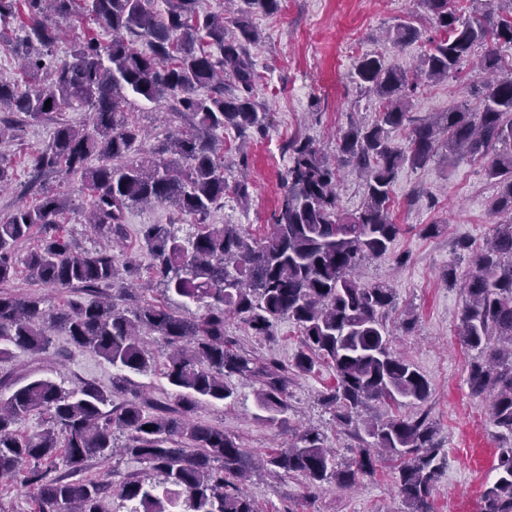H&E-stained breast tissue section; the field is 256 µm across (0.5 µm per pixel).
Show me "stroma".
<instances>
[{
	"mask_svg": "<svg viewBox=\"0 0 512 512\" xmlns=\"http://www.w3.org/2000/svg\"><path fill=\"white\" fill-rule=\"evenodd\" d=\"M404 20L419 30V40L403 48L385 41V31ZM253 21L263 34L250 53L262 75L254 96L259 111L268 117L267 134L248 144L247 163H240L236 153H225V177L233 181L249 175L251 196L245 203L225 198L209 221L238 224L260 237L284 192L281 177L288 165V140L308 137L317 147L334 152L336 135L347 128L350 119L368 124L377 117L376 95L359 88L353 79L359 59L376 53L387 65L413 69L428 49L434 30L431 15L419 0H283L277 13L259 14ZM477 64V58H470L459 77L424 84L412 99L413 112L428 116L451 107H477L472 94L473 84L480 81ZM125 110L143 129L149 147L186 124L185 117L169 103H153L133 94L128 95ZM52 132V124L32 122L24 126L20 139L0 143V155L13 169L9 189L0 192V219H6L17 203L35 202L28 188L30 159L45 148ZM49 186L68 200L61 228L65 237L80 248L102 246L99 234L85 222L90 200L79 191V176L56 173ZM496 194V186L485 176L483 161L477 159L464 157L449 163L440 157L424 169L402 168L390 208L402 231L386 256L364 261L358 269L362 283L393 288L395 306L388 319L394 331L393 345L430 383L431 394L425 403L377 401L367 413L384 420L398 413L427 411L448 453V463L435 485L433 512H479L481 496L497 476L494 464L499 441L490 421L489 402L470 394L467 365L473 353L458 334L469 262L457 250L459 240L471 239L480 245L492 237L498 222L492 208ZM178 218L177 211L167 205L129 209L121 250L131 254L142 269H149L150 256L137 247L141 225L168 224ZM428 224L438 225V233L424 235L422 229ZM451 265L457 277L449 282L444 272ZM0 290L39 295L48 309L84 297L79 290L35 283L23 267ZM409 315L415 317L416 326L406 333L399 324ZM225 330L240 351L261 360L290 361L300 349L297 327L286 319L269 337L252 335L234 317L227 319ZM49 337V347L42 354L18 351L0 361V395L9 396L28 377L48 376L66 388L85 382L108 387L120 377V370L104 359L75 351L60 330H50ZM153 349L157 372L130 375L126 392L113 393V405H121L130 390L150 401L175 405V390L161 373L167 350L160 343ZM332 383L333 372L325 366L306 375H289L283 425L266 421L257 402V386L245 379L235 382V400L200 401L194 417L223 428L256 457L286 447L295 432L311 425L325 435L326 445L335 450L343 466L351 462L361 441L354 431L340 428L332 410L322 405L321 397ZM242 488L261 512H408L397 493L394 464L388 460L378 464L374 476L350 489L332 483L312 489L301 475L265 471L251 473Z\"/></svg>",
	"mask_w": 512,
	"mask_h": 512,
	"instance_id": "1",
	"label": "stroma"
}]
</instances>
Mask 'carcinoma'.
<instances>
[{"label":"carcinoma","mask_w":512,"mask_h":512,"mask_svg":"<svg viewBox=\"0 0 512 512\" xmlns=\"http://www.w3.org/2000/svg\"><path fill=\"white\" fill-rule=\"evenodd\" d=\"M164 2L161 13L154 0H0V25L18 23L20 34L4 45L22 70L20 80L0 78V113H9L0 116V140L30 120L53 123L32 169L80 175V190L91 197L89 223L99 230L118 234L126 212L138 204L169 205L191 218L186 226L144 224L140 239L164 294L203 308L200 317L188 319L164 304L121 307L130 294L118 267L126 278H137L133 260L120 263L111 253L79 249L61 235L59 218L68 201L48 187L34 205L17 204L0 220V283L15 276V248L38 227L41 244L23 258L30 276L90 299L50 312L39 296L0 292V360L14 350L45 351L50 324L75 350L146 375L155 358L146 336L153 335L171 349L164 377L178 399L170 408L134 395L109 410L112 392L92 383L67 389L49 378L32 380L0 399V482L30 488V512H114L106 507L112 498L126 512H172L179 505L183 512H259L240 488L254 464L246 449L224 429L188 418L202 399L234 398L232 378L259 385L258 404L271 422L288 411V373L307 374L321 363L335 372L322 402L345 429L357 426L371 400L426 401L428 380L392 347L386 316L393 289L362 283L356 269L385 255L401 232L390 218L399 171L424 168L441 153L448 161L485 160V173L498 188L494 210L508 214L484 245H459L470 270L458 328L464 345L476 352L470 393L490 395V420L500 440L498 477L483 492L481 512H512V72L495 78L502 70L500 49L512 47V0H492L498 8L474 20L451 11L448 0H420L439 37L430 39L412 72L379 55L360 60L356 82L380 100L377 120L350 123L332 155L309 138L290 140L285 191L273 224L259 238L237 224L206 220L224 198H250L249 182L224 178V131L265 133L254 100L261 74L248 47L261 40L252 17L277 12L282 0H225L237 4L228 18L201 12V0ZM80 12L111 30L112 40L103 45L88 36L58 64L53 55L60 20ZM228 19L236 28L232 35L224 30ZM388 35L401 47L419 38L406 24ZM480 46L479 72L489 80L474 88L479 106L429 119L413 115L411 99L423 82L458 72ZM127 91L149 102L165 100L190 117L189 127L140 162L127 161L142 142L140 129L124 116ZM73 105L91 108L92 128L61 121L60 112ZM398 129L408 130L404 149L390 138ZM498 144L509 149L496 153ZM347 166L365 178V203L353 213L340 210L337 193L339 171ZM231 315L256 336H272L280 321L291 320L302 348L290 363H259L226 338ZM33 414L43 417V427L21 434ZM115 428L128 433L122 453L162 474L163 490L136 473L116 487L106 475L83 476L90 460L112 457ZM363 431L356 458L343 468L312 427L267 452L260 465L275 474L297 473L315 489L331 480L351 487L388 455L397 461L396 487L409 512H432L429 498L448 454L427 415L366 421ZM61 465L68 476H51Z\"/></svg>","instance_id":"carcinoma-1"}]
</instances>
